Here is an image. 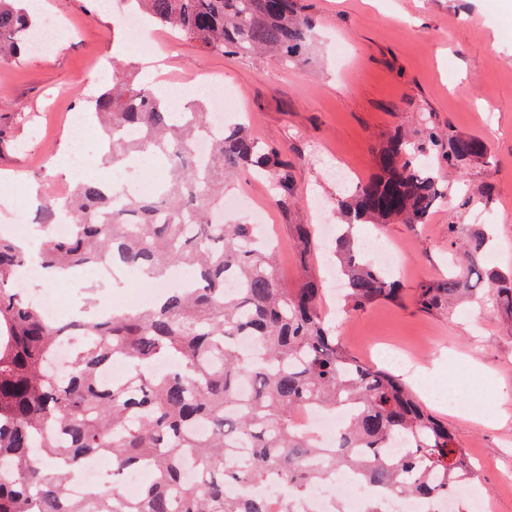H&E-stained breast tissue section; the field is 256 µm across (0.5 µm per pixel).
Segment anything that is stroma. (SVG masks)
Returning a JSON list of instances; mask_svg holds the SVG:
<instances>
[{
  "label": "stroma",
  "mask_w": 512,
  "mask_h": 512,
  "mask_svg": "<svg viewBox=\"0 0 512 512\" xmlns=\"http://www.w3.org/2000/svg\"><path fill=\"white\" fill-rule=\"evenodd\" d=\"M41 3L66 29L54 52L0 64V194L11 200L0 204V225L16 222L27 194L58 203L67 198L74 182L54 176L52 167L72 150L70 119L98 126L83 86L102 90L118 70L142 79L147 61L134 51L113 55V45L129 37L113 29L111 11L95 0ZM303 6L315 23L306 62L205 52L167 35L159 50L160 84L178 90L223 80L236 90L240 116L255 137L280 148L292 179L287 208L277 205L265 178L241 174L232 192L267 210L280 273L291 288L306 269L326 288L336 287L335 257L323 245L302 253L296 232L321 214L335 223L338 188L328 170L366 179L386 140L399 129L419 131L427 112L440 129L483 141L486 156L450 174L448 196L428 223L361 226L363 237L398 248L402 303L355 308L330 297L323 308L334 318L339 345L365 362L375 363L376 349L386 343H423L420 366L436 368L433 381L449 399L438 402L423 391L419 399L467 449L489 512H512V484L499 481L512 470V313L487 289L445 313L419 311L413 300L420 283L452 271L456 251L448 227L473 223L478 208L493 229L485 274L512 270V0H303ZM96 279L86 267L64 283L35 285L65 296L68 315L98 302L119 311L130 293L146 297L153 289L120 273L93 299L86 286Z\"/></svg>",
  "instance_id": "obj_1"
}]
</instances>
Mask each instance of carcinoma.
Listing matches in <instances>:
<instances>
[{
    "label": "carcinoma",
    "instance_id": "1",
    "mask_svg": "<svg viewBox=\"0 0 512 512\" xmlns=\"http://www.w3.org/2000/svg\"><path fill=\"white\" fill-rule=\"evenodd\" d=\"M154 28L189 38L205 51L245 56L254 52L299 58L313 29L300 0H133ZM36 24L23 0H0V61L29 52L25 34ZM106 131H137L112 148L115 162L138 152L163 157L165 183L123 205L99 181H81L68 207L72 233L53 232V203L43 205L36 251L0 237V512H297L309 487L353 470L364 480L425 499L448 496L477 469L456 445L448 425L423 408L392 372L339 346L320 306L321 282L304 278L283 285L271 242L253 224H218L212 214L224 200V183L254 169L269 175L276 202L288 210V163L238 122L214 136L207 161L192 151L207 128L203 112H169L147 84L113 77L94 100ZM486 154L475 138L445 134L425 121L418 139L396 132L377 151L374 173L337 201L346 228L336 240L339 273L353 307L397 301L402 289L365 260L357 224L427 223L447 196L440 171L457 170ZM466 242L460 273L424 282L418 307L442 313L465 289V273L479 275L488 241L484 224L448 225V243ZM37 255L44 270L87 264L139 270L154 279L178 265L199 280L176 288L148 309L50 321L7 284ZM240 288L228 293L224 280ZM497 305L512 313V276L491 277ZM70 336L84 341L71 351L70 373L53 365ZM254 348L245 353L238 342ZM132 365L105 389L98 374L114 359ZM173 359L177 368L156 365ZM252 383L251 395L239 391ZM353 414L323 448L295 417L309 408ZM201 422L209 430L201 433ZM402 438L405 452L386 451ZM248 448L244 461L225 456ZM110 456L119 468L149 463L152 482L138 495L119 491L70 495L74 473L90 458ZM192 462L200 481L184 477ZM275 474L278 499L232 489Z\"/></svg>",
    "mask_w": 512,
    "mask_h": 512
}]
</instances>
